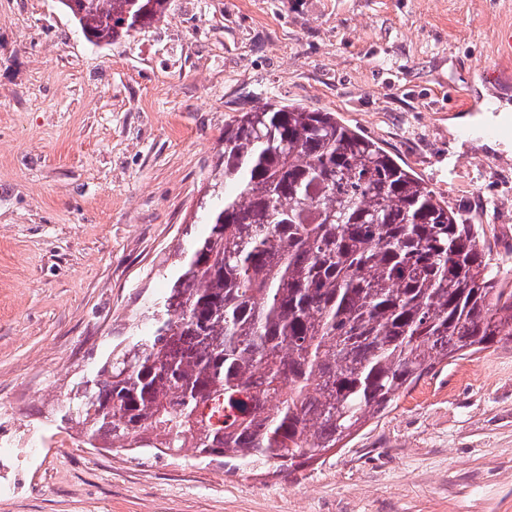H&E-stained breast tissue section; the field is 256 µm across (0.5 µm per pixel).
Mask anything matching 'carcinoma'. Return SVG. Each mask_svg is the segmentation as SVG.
I'll use <instances>...</instances> for the list:
<instances>
[{
	"mask_svg": "<svg viewBox=\"0 0 512 512\" xmlns=\"http://www.w3.org/2000/svg\"><path fill=\"white\" fill-rule=\"evenodd\" d=\"M91 42L169 0H61ZM207 228L151 332L74 382L61 425L115 451L293 471L437 366L512 342L480 224L332 112L266 103L224 125Z\"/></svg>",
	"mask_w": 512,
	"mask_h": 512,
	"instance_id": "carcinoma-1",
	"label": "carcinoma"
}]
</instances>
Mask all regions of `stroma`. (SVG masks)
<instances>
[{
	"mask_svg": "<svg viewBox=\"0 0 512 512\" xmlns=\"http://www.w3.org/2000/svg\"><path fill=\"white\" fill-rule=\"evenodd\" d=\"M512 0H171L88 41L60 0H0V439L42 435L0 512H512V343L424 377L293 472L67 446L50 411L152 326L237 111L335 113L498 236L512 278V139L448 122L512 104Z\"/></svg>",
	"mask_w": 512,
	"mask_h": 512,
	"instance_id": "35a3bbf8",
	"label": "stroma"
}]
</instances>
